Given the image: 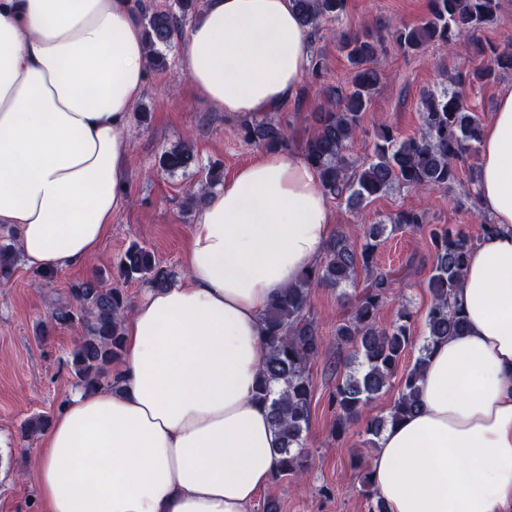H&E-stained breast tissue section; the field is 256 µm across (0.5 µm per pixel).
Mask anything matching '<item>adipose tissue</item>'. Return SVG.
I'll list each match as a JSON object with an SVG mask.
<instances>
[{"label":"adipose tissue","instance_id":"1","mask_svg":"<svg viewBox=\"0 0 512 512\" xmlns=\"http://www.w3.org/2000/svg\"><path fill=\"white\" fill-rule=\"evenodd\" d=\"M141 0H0V224L28 266L96 254L126 193L131 109L146 84ZM291 0H207L181 65L196 96L250 117L311 65ZM472 248L455 301L465 332L436 345L418 413L370 462L386 512H512V91L478 145ZM334 222L317 172L263 151L210 191L187 278L123 322L111 385L74 391L39 450L43 512H248L278 436L255 397L262 314L314 268Z\"/></svg>","mask_w":512,"mask_h":512}]
</instances>
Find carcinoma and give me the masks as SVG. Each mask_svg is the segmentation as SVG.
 Returning a JSON list of instances; mask_svg holds the SVG:
<instances>
[{"mask_svg":"<svg viewBox=\"0 0 512 512\" xmlns=\"http://www.w3.org/2000/svg\"><path fill=\"white\" fill-rule=\"evenodd\" d=\"M292 2L300 25L315 37L326 23L340 20L346 0ZM499 8L500 0H429L428 14L419 24L394 29L391 38L407 54H423L437 44L451 51L472 45L487 63L453 78V88L443 87L422 96L419 133L403 137L389 124L380 126L370 155L358 166L352 165L346 151L363 133V114L369 111L380 83L374 62L384 37L370 30L341 36L342 49L353 69L351 84L326 90L327 103L315 116L317 129L302 145V157L317 171L326 195L360 205L395 186L435 191L447 190L457 182L458 164L478 152L482 134L479 118L465 107L463 87L487 84L512 72V48L483 43L477 36L495 19ZM197 13V0H170L166 9L144 15L150 65L166 67L163 49L170 46L178 22ZM240 132L243 139L266 150L288 145L283 127L268 119L246 120ZM191 160V147L184 145L164 151L160 167L174 173ZM426 225L424 212L402 210L388 217L386 224L364 226L358 245L342 234L336 235L327 245L324 259L285 289L262 314L264 355L255 396L268 404L271 425L280 440L273 476L300 479L308 467L309 369L330 346L336 350V361L331 365L336 387L330 397L336 436L359 426L375 445L387 426L418 412L421 376L432 349L466 328V318L454 299L474 246V236L457 225L437 224L430 229L435 253L428 276L431 303L425 317L426 336L418 357L402 376L398 397L387 414L373 415V402L390 384L406 351L415 346L412 310L401 309L387 326L378 321L381 307L402 278V270L378 264V252L386 231L420 230ZM18 259L16 236L1 241L0 276H10ZM115 268L123 280L146 281L157 289L170 286L173 279L153 252L135 242L117 258ZM318 286L342 289L340 299L348 308L329 341L320 335L311 314L312 289ZM349 286L354 288L351 293L345 291ZM69 294L72 301L52 310L50 326H82L83 336L72 348L69 363L77 384L93 390L102 385L112 362L123 355L122 322L128 300L122 289L106 284L101 275L72 284ZM355 467L370 512H384L364 458H357Z\"/></svg>","mask_w":512,"mask_h":512,"instance_id":"1","label":"carcinoma"}]
</instances>
